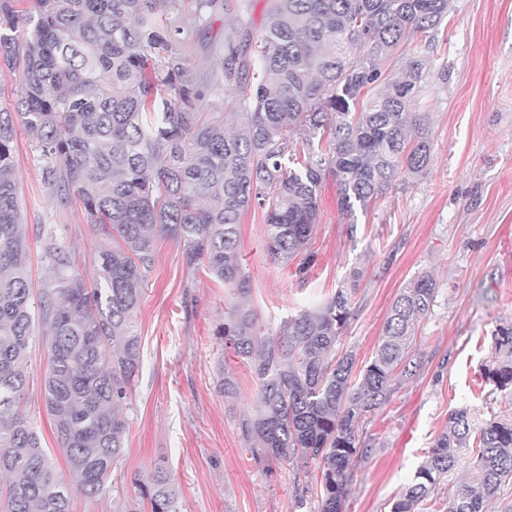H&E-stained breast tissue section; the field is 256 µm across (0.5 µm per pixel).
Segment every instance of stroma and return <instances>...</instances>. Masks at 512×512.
Masks as SVG:
<instances>
[{"instance_id":"35a3bbf8","label":"stroma","mask_w":512,"mask_h":512,"mask_svg":"<svg viewBox=\"0 0 512 512\" xmlns=\"http://www.w3.org/2000/svg\"><path fill=\"white\" fill-rule=\"evenodd\" d=\"M236 3L228 0L205 29L184 34L179 51L197 76L206 73L208 46L236 40ZM422 54L448 67L447 75L438 68L430 73L419 104L429 115L428 169L397 179L373 208L351 217L339 209L335 180L326 178L306 283L295 276L296 261L268 254L261 210L242 216L248 304L266 335L326 301L354 269L362 270L340 345L353 355L355 370L372 360L398 291L424 272L438 284L433 312L416 329L420 375L365 422L370 451L354 466L344 512H391L452 411L467 410L477 424L493 414L512 418L511 395L489 405L480 391L481 373L495 357L492 332L512 324V0H453L436 40L412 38L384 68L399 75L407 58ZM42 166L26 131L18 130L15 175L38 290L53 282L46 230L55 231L74 271L87 280L99 247L83 208L59 201L42 181ZM352 223L358 227L353 237L347 233ZM232 301L222 282L185 264L180 243L156 240L137 311L141 367L130 397L125 460L109 495L74 494L72 512H125L138 497L135 475L160 461L178 486L181 512H297L294 478L303 463L268 461L246 448L242 422L255 408L258 382L214 335ZM44 333L36 327L25 408L62 471L65 460L43 400ZM224 372L236 382L229 397L218 389Z\"/></svg>"}]
</instances>
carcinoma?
<instances>
[{
  "instance_id": "carcinoma-1",
  "label": "carcinoma",
  "mask_w": 512,
  "mask_h": 512,
  "mask_svg": "<svg viewBox=\"0 0 512 512\" xmlns=\"http://www.w3.org/2000/svg\"><path fill=\"white\" fill-rule=\"evenodd\" d=\"M266 27L210 49L195 77L178 44L204 28L224 0H0V62L19 71L12 108L0 106V512H69L72 491L110 492L124 462L128 400L141 366L136 312L159 237L183 243L189 267L234 290L216 336L259 383L242 423L251 453L316 462L315 481L295 477L298 507L343 512L352 462L369 453L359 424L416 375L415 324L428 316L436 282L422 273L394 300L370 364L354 376L340 352L353 314L356 272L321 307L265 336L248 307L239 262L245 212L266 214V247L288 262L319 224L326 172L340 211L353 214L423 173L431 160L421 83L433 61L408 59L395 80L381 63L405 38L435 30L448 0H269ZM232 87L228 109L214 105ZM44 161L42 180L76 198L106 240L89 286L49 234L55 283L33 294L15 180L16 125ZM46 326L44 402L65 456L57 472L22 405L35 321ZM485 399L512 394V325L492 335ZM468 479L449 483L460 463ZM126 512H180L169 472L139 478ZM512 490V419L479 426L467 410L448 415L414 480L391 512H488Z\"/></svg>"
}]
</instances>
